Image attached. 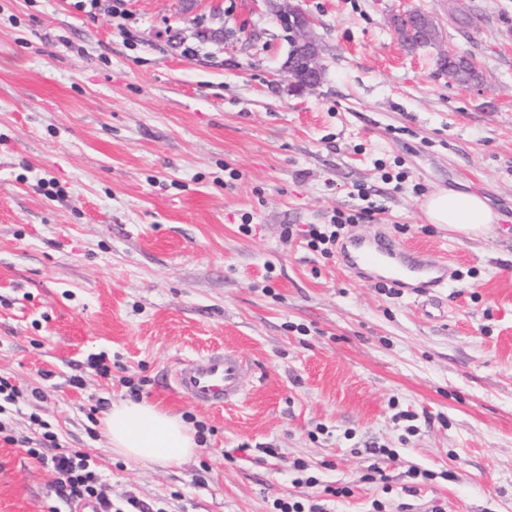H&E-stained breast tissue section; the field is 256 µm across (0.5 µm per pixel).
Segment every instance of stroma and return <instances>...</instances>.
Masks as SVG:
<instances>
[{
    "label": "stroma",
    "instance_id": "35a3bbf8",
    "mask_svg": "<svg viewBox=\"0 0 512 512\" xmlns=\"http://www.w3.org/2000/svg\"><path fill=\"white\" fill-rule=\"evenodd\" d=\"M284 2L314 20L311 91L287 72L291 34L267 0H127L122 28L112 0L92 14L0 0V376L20 391L0 417L31 437L40 416L107 495L153 512H273L289 495L324 512H512V0ZM406 11L433 21L436 44L400 42ZM441 53L480 81L450 80ZM441 190L483 197L492 235L427 223ZM368 205L376 221L350 233L457 269L443 318L308 250L307 225ZM214 350L247 365L237 404L173 384ZM126 376L206 424L191 458H116L102 420ZM296 461L316 485L297 483ZM52 480L0 444V512H70Z\"/></svg>",
    "mask_w": 512,
    "mask_h": 512
}]
</instances>
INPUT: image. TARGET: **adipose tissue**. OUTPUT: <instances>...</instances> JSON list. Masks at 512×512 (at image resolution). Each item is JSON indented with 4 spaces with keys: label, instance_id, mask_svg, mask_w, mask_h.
I'll list each match as a JSON object with an SVG mask.
<instances>
[{
    "label": "adipose tissue",
    "instance_id": "1",
    "mask_svg": "<svg viewBox=\"0 0 512 512\" xmlns=\"http://www.w3.org/2000/svg\"><path fill=\"white\" fill-rule=\"evenodd\" d=\"M423 207L430 223L468 237L488 234L497 217L474 193L439 191ZM112 450L125 460L175 466L198 447L193 430L155 405L128 399L114 403L104 418Z\"/></svg>",
    "mask_w": 512,
    "mask_h": 512
}]
</instances>
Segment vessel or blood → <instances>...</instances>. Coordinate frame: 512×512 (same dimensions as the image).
Here are the masks:
<instances>
[{
    "label": "vessel or blood",
    "mask_w": 512,
    "mask_h": 512,
    "mask_svg": "<svg viewBox=\"0 0 512 512\" xmlns=\"http://www.w3.org/2000/svg\"><path fill=\"white\" fill-rule=\"evenodd\" d=\"M338 259L356 279L382 282L425 298L447 287L453 276L447 260L405 247L383 231L346 238L340 244ZM174 382L187 399L212 407L240 400L247 389L243 361L229 351L184 361L174 372Z\"/></svg>",
    "instance_id": "b4317fda"
}]
</instances>
